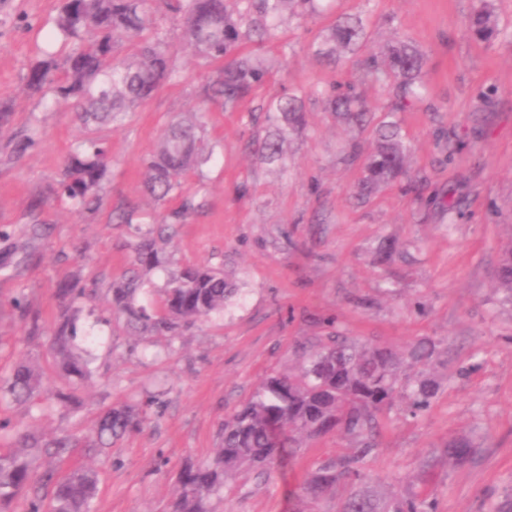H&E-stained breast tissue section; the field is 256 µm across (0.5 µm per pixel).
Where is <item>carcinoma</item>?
I'll return each instance as SVG.
<instances>
[{"mask_svg": "<svg viewBox=\"0 0 512 512\" xmlns=\"http://www.w3.org/2000/svg\"><path fill=\"white\" fill-rule=\"evenodd\" d=\"M164 2L167 11L181 20L183 44L211 67L200 95L232 112L267 85L273 68L270 60L245 47L275 38L283 24L321 13L324 0ZM55 26L60 38L58 52L36 61L25 76V85L71 108L85 128V138L68 156L51 193L76 201L81 213L93 217L103 206L102 182L110 159L107 141L99 135L100 126L121 122L161 86L176 79L177 54L167 32L154 21L149 0H61ZM465 28L479 40L496 35V20L487 0H477ZM362 50L360 81L391 86L389 111L402 112L423 98L424 54L409 40H398L384 52L369 50L368 34L357 17L336 21L322 35L314 53L334 64L340 53ZM310 93L319 96L325 110L348 126L365 127L373 122L371 105L351 84L313 88ZM257 111L265 114L269 128L250 146L263 159L283 160L288 132L304 121V94L284 91L269 96ZM202 132L200 111L189 109L142 158L145 184L158 202L167 203L180 188L181 178L210 158L212 150L205 145ZM11 143L12 154L19 157L37 140L28 133H15ZM407 156L397 122L380 121L356 196L362 199L379 184L405 174ZM44 206L43 198L30 205L25 235L31 242L44 236ZM200 208L195 197H180L178 205L154 219L153 230L134 243L133 264L150 269L158 260L159 244L171 237L173 225L184 223ZM137 215V206L124 202L110 211L108 223L132 224ZM498 278L500 286L512 293V247L500 263ZM99 283L93 279L83 284L71 277L57 288V297L68 314L53 330L52 351L62 376L73 385L90 375L75 344V305L95 294ZM140 286L136 272L108 286L110 309L140 335H174L182 326L224 310L237 293L223 272L187 267L167 289L162 311L150 313L134 304ZM434 360L435 343L429 338L397 351L330 334L305 354L297 371L266 377L251 399L224 423V437L211 459L182 470L171 512H208V499L224 487L228 477L244 469L266 474L286 449L301 448L335 430L355 440V446L311 470L303 487L306 496L320 499L345 481L351 491L340 512H434L430 494L387 495L368 485L363 472L365 459L376 448L380 413L398 406L415 418L430 407L438 383L429 376L412 380L408 370L427 367ZM40 388L37 370L21 364L10 375L5 393L13 402L27 404L36 400ZM139 423L134 409L111 407L87 436V447L102 452ZM13 436L16 446L0 452V512H92L98 494L94 471L74 469L61 476L53 468L39 469L45 458L68 455L75 447L72 436L46 439L30 428L15 429ZM474 453L475 447L464 438L442 448V454L455 466L469 462Z\"/></svg>", "mask_w": 512, "mask_h": 512, "instance_id": "obj_1", "label": "carcinoma"}]
</instances>
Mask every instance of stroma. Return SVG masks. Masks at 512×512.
Returning a JSON list of instances; mask_svg holds the SVG:
<instances>
[{
	"label": "stroma",
	"instance_id": "obj_1",
	"mask_svg": "<svg viewBox=\"0 0 512 512\" xmlns=\"http://www.w3.org/2000/svg\"><path fill=\"white\" fill-rule=\"evenodd\" d=\"M489 2L497 34L487 42L465 32L474 0H332L328 12L284 27L259 48L284 61L266 93L353 82L383 114L391 93L357 84L358 56L330 65L313 47L327 26L354 16L362 18L371 48L413 42L426 59L428 95L394 119L410 148V175L427 179L421 200L407 193L403 178L364 202L351 200L373 132L339 123L319 98L306 101V122L290 134L281 165L246 151L257 131L248 106H208L214 154L183 183L203 208L176 226L159 263L143 273L136 303L158 308L169 282L191 265L222 270L238 286L237 297L170 337L130 333L98 293L80 304L79 346L91 376L76 391L79 408L0 399V422L47 436H83L110 406L138 409L141 427L114 440L106 454L80 444L49 462L61 470L96 469L94 512H170L179 471L212 456L225 420L261 379L296 368L303 347L336 331L397 349L423 337L437 345L440 390L420 417L395 409L380 416L378 446L364 463L371 481L395 493L427 488L436 512H492L504 503L512 492V302L499 290L496 270L512 244V0ZM58 7V0H0V99L13 101V131L38 129L36 147L18 160L0 136V231L8 235L0 253L25 227L31 199L46 191L84 136L69 108L47 107L25 89ZM177 57L176 80L101 130L112 155L101 213L89 220L71 201L50 199L48 237L17 276L0 275V380L26 361L40 366L45 388L62 387L49 351L61 311L59 282L73 275L115 281L127 271L135 230L108 223L112 207L133 201L143 213H161L144 191L140 160L180 113L198 105L207 73L189 53ZM486 87L497 90L491 112L479 111L476 100ZM352 142L361 157H346ZM451 142L457 153L446 164ZM385 241L395 254L382 263ZM18 298L38 311L40 335H29ZM461 436L476 443L467 465L428 466L436 448ZM352 446L334 431L275 463L269 477L238 473L213 497L212 512H336L347 486L318 500L302 487L315 465Z\"/></svg>",
	"mask_w": 512,
	"mask_h": 512
}]
</instances>
